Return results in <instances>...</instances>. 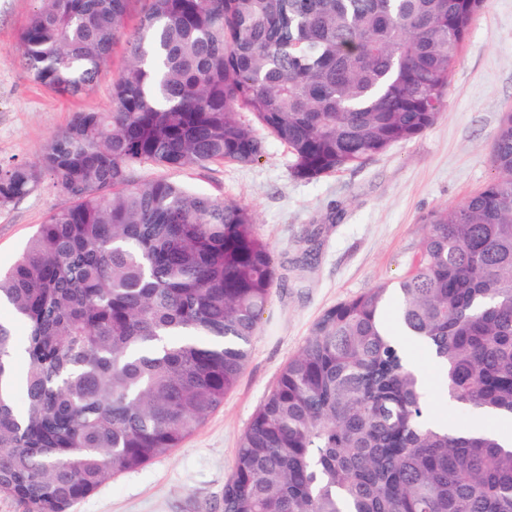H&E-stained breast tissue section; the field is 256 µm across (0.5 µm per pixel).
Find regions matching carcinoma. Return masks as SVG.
Returning a JSON list of instances; mask_svg holds the SVG:
<instances>
[{"label": "carcinoma", "mask_w": 512, "mask_h": 512, "mask_svg": "<svg viewBox=\"0 0 512 512\" xmlns=\"http://www.w3.org/2000/svg\"><path fill=\"white\" fill-rule=\"evenodd\" d=\"M41 0L20 34L33 79L89 91L123 37L112 107L78 111L32 162L0 163V209L48 175L70 204L0 272V494L70 512L167 454L219 407L251 356L276 279L253 214L137 166L358 168L442 116L484 0ZM497 176L423 220L398 285L407 336L440 364L448 428L383 321L387 289L323 312L242 435L224 512H512V438L451 421L512 418V113ZM27 326L24 376L11 353Z\"/></svg>", "instance_id": "cac0c4a2"}]
</instances>
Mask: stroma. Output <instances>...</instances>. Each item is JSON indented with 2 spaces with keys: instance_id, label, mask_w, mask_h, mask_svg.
<instances>
[{
  "instance_id": "stroma-1",
  "label": "stroma",
  "mask_w": 512,
  "mask_h": 512,
  "mask_svg": "<svg viewBox=\"0 0 512 512\" xmlns=\"http://www.w3.org/2000/svg\"><path fill=\"white\" fill-rule=\"evenodd\" d=\"M38 0H0V161H31L78 110H107L112 75L79 98L34 82L19 35ZM512 112V0H485L452 72L443 116L415 139L394 145L357 169L313 181L291 176L288 149L266 136L254 164L196 169L142 168L254 215L280 282L273 288L251 357L223 405L179 448L116 476L70 512H222L242 434L280 369L329 307L373 288H397L421 247L423 215L481 190L496 172L489 150L504 113ZM68 197L51 180L0 209V266H9L48 215ZM386 325L423 371L432 411L443 409V373L413 337L402 335L395 306Z\"/></svg>"
}]
</instances>
